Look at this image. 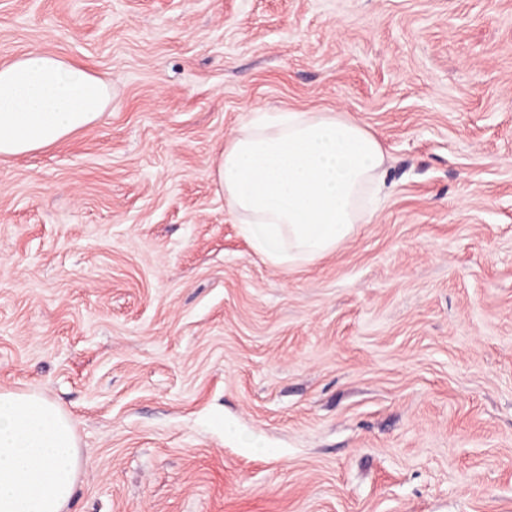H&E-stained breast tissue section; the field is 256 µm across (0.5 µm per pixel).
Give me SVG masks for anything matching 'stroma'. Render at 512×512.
Masks as SVG:
<instances>
[{
  "instance_id": "obj_1",
  "label": "stroma",
  "mask_w": 512,
  "mask_h": 512,
  "mask_svg": "<svg viewBox=\"0 0 512 512\" xmlns=\"http://www.w3.org/2000/svg\"><path fill=\"white\" fill-rule=\"evenodd\" d=\"M112 109L0 157V391L73 419L69 512H512V0H0ZM380 140L292 271L211 175L260 112Z\"/></svg>"
}]
</instances>
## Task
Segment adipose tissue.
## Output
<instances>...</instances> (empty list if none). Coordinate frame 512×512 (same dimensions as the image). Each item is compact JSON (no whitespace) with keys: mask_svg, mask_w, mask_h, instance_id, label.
Returning <instances> with one entry per match:
<instances>
[{"mask_svg":"<svg viewBox=\"0 0 512 512\" xmlns=\"http://www.w3.org/2000/svg\"><path fill=\"white\" fill-rule=\"evenodd\" d=\"M112 85L32 51L0 64V156L29 154L90 126ZM379 139L343 112H275L242 126L212 160L244 235L274 267L334 251L371 223L383 184ZM81 460L71 417L35 394L0 392V512H66Z\"/></svg>","mask_w":512,"mask_h":512,"instance_id":"ef3b65f1","label":"adipose tissue"}]
</instances>
